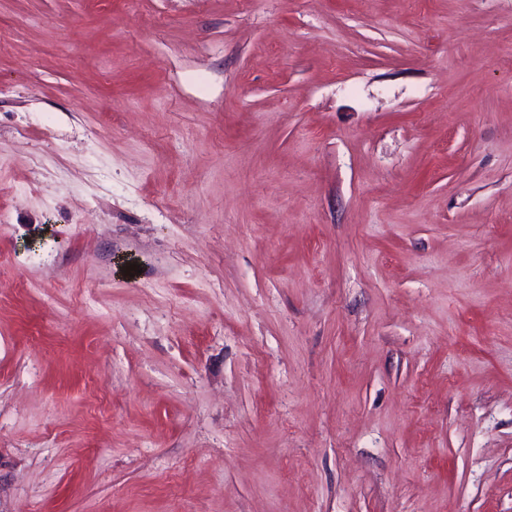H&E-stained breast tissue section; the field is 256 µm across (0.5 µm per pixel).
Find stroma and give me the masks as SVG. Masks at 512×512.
I'll use <instances>...</instances> for the list:
<instances>
[{
    "label": "stroma",
    "instance_id": "35a3bbf8",
    "mask_svg": "<svg viewBox=\"0 0 512 512\" xmlns=\"http://www.w3.org/2000/svg\"><path fill=\"white\" fill-rule=\"evenodd\" d=\"M0 512H512V0H0Z\"/></svg>",
    "mask_w": 512,
    "mask_h": 512
}]
</instances>
